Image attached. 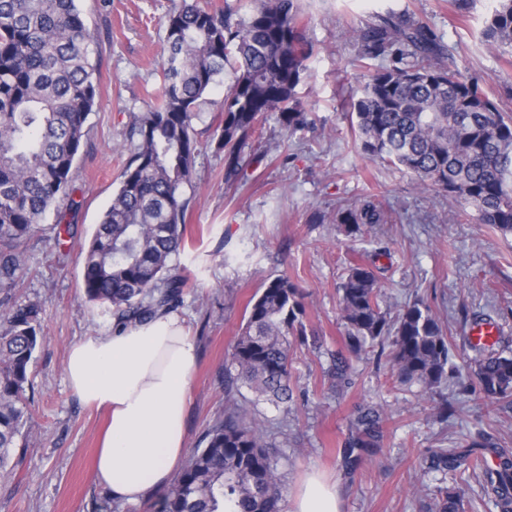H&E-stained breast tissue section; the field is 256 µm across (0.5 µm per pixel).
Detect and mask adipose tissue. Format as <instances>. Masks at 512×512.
Returning <instances> with one entry per match:
<instances>
[{
	"label": "adipose tissue",
	"instance_id": "obj_1",
	"mask_svg": "<svg viewBox=\"0 0 512 512\" xmlns=\"http://www.w3.org/2000/svg\"><path fill=\"white\" fill-rule=\"evenodd\" d=\"M197 361L172 313L71 347L65 371L73 393L109 416L96 473L111 497L136 503L169 482L186 453V396ZM289 512H339L335 485L309 478Z\"/></svg>",
	"mask_w": 512,
	"mask_h": 512
}]
</instances>
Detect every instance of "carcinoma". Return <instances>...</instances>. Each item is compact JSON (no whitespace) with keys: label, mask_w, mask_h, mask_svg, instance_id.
<instances>
[{"label":"carcinoma","mask_w":512,"mask_h":512,"mask_svg":"<svg viewBox=\"0 0 512 512\" xmlns=\"http://www.w3.org/2000/svg\"><path fill=\"white\" fill-rule=\"evenodd\" d=\"M483 35L512 50V0H494ZM299 0H259L249 16L232 21L179 0L163 27L167 55L158 70L162 88L134 115L136 141L119 188L87 246L82 284L92 302L113 307L119 325L142 323L180 302L186 284L177 260L184 249L186 194L199 142L194 120L205 96L232 70L214 129L224 149L225 179L244 167L242 148L260 137L270 112L291 133L309 122L298 86L313 55L300 26ZM360 60L388 61L369 75L351 107L362 153L398 166L474 208L479 223L512 233V115L499 109L477 81L443 62L441 38L405 11H390L354 31ZM99 50L78 0H0V472L30 418L29 367L41 343L42 308L15 305L11 292L26 274L28 242L45 215L56 236L74 234L60 211L72 191L71 173L96 105ZM391 214L370 197L347 204L336 223L350 232L387 224ZM350 349L359 354L390 340L397 379L432 388L448 379V339L431 308L416 302L390 321L382 310L377 267L354 264L340 284ZM246 322L229 353L237 381L277 403L292 401L291 340L305 342L304 295L287 276L271 280L249 301ZM479 389L491 402L512 397V355L478 347L472 359ZM350 365L338 354L333 376L350 385ZM382 411L365 407L345 441L349 452L376 448ZM267 435L249 411L227 403L224 418L205 432L156 512H283L285 487ZM436 466L465 473L483 468L453 448L432 451ZM485 477L500 512H512V457L499 458ZM436 512H462L454 492Z\"/></svg>","instance_id":"cac0c4a2"}]
</instances>
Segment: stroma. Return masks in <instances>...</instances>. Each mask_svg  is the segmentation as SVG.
Here are the masks:
<instances>
[{"label": "stroma", "instance_id": "obj_1", "mask_svg": "<svg viewBox=\"0 0 512 512\" xmlns=\"http://www.w3.org/2000/svg\"><path fill=\"white\" fill-rule=\"evenodd\" d=\"M493 4L475 0L463 17L451 0H301L314 54L299 92L311 123L291 134L269 116L261 139L246 148L264 160L232 184L224 181V151L213 135L224 87L211 89L195 123V200L179 259L187 285L175 308L199 353L188 392L187 450L224 415V370L248 301L286 275L306 293L307 342L290 349L293 400L275 404L243 384L234 397L265 426L288 494L315 471L335 483L340 512H432L446 490L460 492L463 512H499L484 478L436 469L431 452L477 442L492 467L499 451L512 454V401L484 400L459 313L464 307L490 316L499 350L512 355V234L472 217L455 220L458 204L447 192L365 157L344 107L364 74L350 31L393 9L442 37L452 48L450 65L512 113V52L482 36ZM171 6V0H79L99 39V95L73 168L75 235L56 237L54 219L46 217L27 246V274L14 294L16 303L41 305L42 341L29 368L31 418L15 450L16 467L0 472V512H152L163 494L158 488L129 504L100 486L93 459L106 416L73 394L65 360L74 343L115 326L112 311L84 295L80 251L119 187L133 116L160 91L162 21ZM366 195L389 205L394 221L348 234L335 223L336 210ZM369 262L381 269L390 316L421 300L450 328L456 371L434 392L397 381L388 359L349 354L338 288L349 265ZM339 351L349 355L347 388L332 375ZM441 402L454 407L448 417L434 410ZM367 405L383 409L384 434L378 447L351 458L344 442Z\"/></svg>", "mask_w": 512, "mask_h": 512}]
</instances>
